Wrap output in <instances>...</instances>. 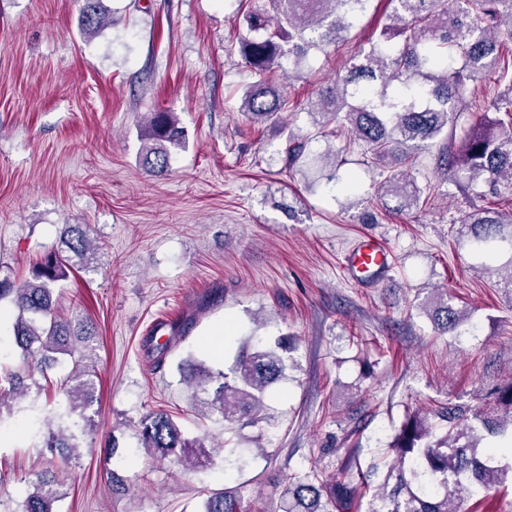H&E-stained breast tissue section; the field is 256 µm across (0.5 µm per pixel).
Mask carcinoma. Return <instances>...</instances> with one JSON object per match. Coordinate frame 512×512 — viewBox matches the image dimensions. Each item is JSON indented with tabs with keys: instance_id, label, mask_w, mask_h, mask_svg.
<instances>
[{
	"instance_id": "1",
	"label": "carcinoma",
	"mask_w": 512,
	"mask_h": 512,
	"mask_svg": "<svg viewBox=\"0 0 512 512\" xmlns=\"http://www.w3.org/2000/svg\"><path fill=\"white\" fill-rule=\"evenodd\" d=\"M371 0H268L272 11L256 8L238 18V48L243 64L259 76L242 97L241 111L255 123H272L288 110V96L269 74L288 66L298 71L310 51H326L347 39ZM390 22L378 40L358 47L343 73L323 90L309 111L314 125H348L354 141L381 165L410 162L424 143L441 141L436 165L466 193L485 196L492 207L471 214L459 228L485 260L497 262L508 254L503 287L512 288V209L496 207L500 190H512V0H391ZM85 30L104 23L100 0H83ZM495 76L506 93L493 104L498 116L483 117L463 128L461 147L448 148L461 118L476 105V83ZM141 163L162 177L169 168V148L182 147L186 134L172 112H151L139 126ZM384 194L404 210L427 204L407 171L393 172ZM61 250L47 255L22 282L0 277V301L11 299L19 311L14 326L17 346L27 369L0 374V405L24 396L38 383L34 372L48 378L55 364L69 361L71 375L63 384L71 411L79 412L72 426L51 430L43 447L70 460L76 454L77 432L91 427L85 411L94 401L93 325L59 313L53 284L69 273L89 270L100 247L89 224L62 226ZM431 317L445 332L455 331L469 313L452 304L444 292L427 299ZM290 347L277 341L247 342L230 366L213 372L200 365L184 378L193 389L202 417L219 416L229 424L259 418L267 389L285 374ZM141 442L162 459L173 456L191 467L201 466L209 453L186 439L172 417L152 411L141 420ZM394 459L384 481L376 486L367 512H461V494L474 488L512 484V381L499 388L482 407L450 404L415 411L406 417L391 443ZM377 464H360L326 478H292L283 492L282 512H359ZM22 512H54L64 496L56 475L41 472ZM202 512H251L240 491L211 492Z\"/></svg>"
}]
</instances>
